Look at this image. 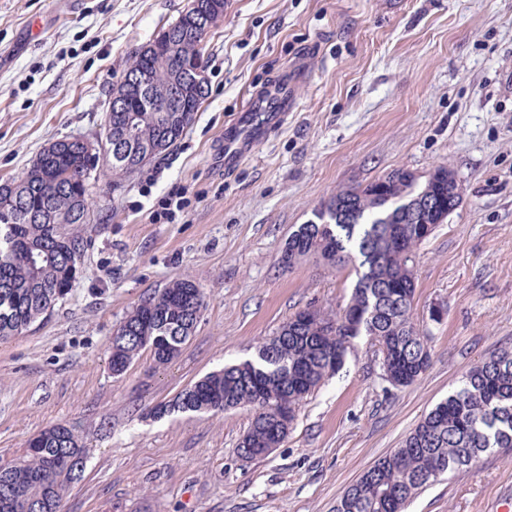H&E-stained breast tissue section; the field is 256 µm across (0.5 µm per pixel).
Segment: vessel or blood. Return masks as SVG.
Here are the masks:
<instances>
[{
  "label": "vessel or blood",
  "instance_id": "obj_1",
  "mask_svg": "<svg viewBox=\"0 0 512 512\" xmlns=\"http://www.w3.org/2000/svg\"><path fill=\"white\" fill-rule=\"evenodd\" d=\"M295 104L288 82L251 95L240 115L224 126V166L234 167L255 144L267 139Z\"/></svg>",
  "mask_w": 512,
  "mask_h": 512
}]
</instances>
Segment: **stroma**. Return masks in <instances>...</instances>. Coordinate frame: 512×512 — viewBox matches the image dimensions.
Masks as SVG:
<instances>
[{"mask_svg": "<svg viewBox=\"0 0 512 512\" xmlns=\"http://www.w3.org/2000/svg\"><path fill=\"white\" fill-rule=\"evenodd\" d=\"M189 2L0 0V183L54 141L100 140L111 86ZM204 65L208 95L174 148L120 179L95 171L69 299L0 340V460L55 424H77L87 446L63 512H331L477 360L512 348V0H228ZM284 80L295 110L225 171V122ZM441 166L462 199L417 251L413 319L432 359L413 385L385 388L374 347L356 340L288 436L253 460L237 452L247 409L154 417L204 375L255 357L297 312L346 307L352 266L281 262L336 192ZM186 277L205 306L180 355L158 367L144 351L113 376V329ZM510 503L512 452H493L407 512Z\"/></svg>", "mask_w": 512, "mask_h": 512, "instance_id": "obj_1", "label": "stroma"}]
</instances>
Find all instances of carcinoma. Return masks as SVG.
Listing matches in <instances>:
<instances>
[{
    "instance_id": "obj_1",
    "label": "carcinoma",
    "mask_w": 512,
    "mask_h": 512,
    "mask_svg": "<svg viewBox=\"0 0 512 512\" xmlns=\"http://www.w3.org/2000/svg\"><path fill=\"white\" fill-rule=\"evenodd\" d=\"M226 0H191V12L205 15L207 29L189 18L167 28L169 44L151 41L133 63L153 74L146 104L134 100L126 112H109L106 155L112 174L126 176L174 146L195 119L193 112H162L178 81V64L203 55L207 30L224 16ZM99 156L79 139L44 148L18 181L0 184V339L23 333L50 317L73 290L84 252L81 226L90 223L89 181ZM443 173L437 192L457 207L461 187ZM425 185L413 172L396 169L364 187L342 190L316 220L301 224L288 239L282 262L288 266L315 255L331 266L351 262L356 283L343 312L319 308L297 312L263 343L254 360L209 373L158 406L155 415L223 412L248 407L249 427L238 452L264 456L288 436L296 418L276 414L283 403L300 405L345 364L353 342L377 347L382 379L408 387L430 363L428 338L412 318L414 268L425 240L419 224H435L418 197ZM202 292L190 278L177 279L142 300L113 330L110 368L123 375L141 351L155 365L179 356L203 308ZM512 451V349L482 358L461 384L406 435L401 446L366 469L336 500L333 512H406L419 493L445 473L468 471L482 456ZM86 448L73 425H52L27 443L17 458L0 462V512H62L67 488L81 477Z\"/></svg>"
}]
</instances>
